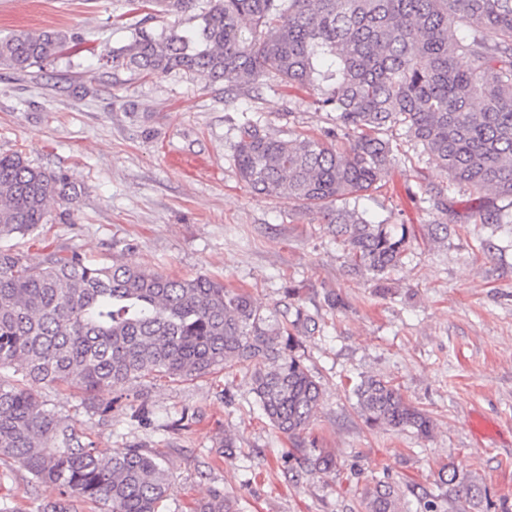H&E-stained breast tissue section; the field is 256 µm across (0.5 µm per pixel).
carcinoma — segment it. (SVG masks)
Here are the masks:
<instances>
[{
  "label": "carcinoma",
  "instance_id": "cac0c4a2",
  "mask_svg": "<svg viewBox=\"0 0 512 512\" xmlns=\"http://www.w3.org/2000/svg\"><path fill=\"white\" fill-rule=\"evenodd\" d=\"M134 11L201 22L158 36L136 33L112 51V67L139 77L182 71L248 86L268 73L336 113L322 134L267 132L260 119L237 126L234 161L256 195L286 196L323 214L354 274L383 287L412 240L405 224L375 221L359 208L384 186L405 135L425 163L451 182L506 201L472 214L512 224V0H129ZM57 31L16 30L0 38V66L19 72L76 55ZM78 197L61 172L20 152L0 154V240L26 235L50 204ZM316 324L293 303L258 305L244 288L206 274L180 277L127 261L91 265L80 253L33 264L0 246V459L30 474L32 512H163L172 483L153 448H98L43 392L76 386L81 403L107 419L99 392L148 378L181 382L218 367L249 374L270 425L294 445L309 472L334 474L336 454L301 447L321 400L302 337ZM372 429L428 438L431 417L392 381L364 376L352 388ZM364 512H411L381 480L360 492ZM194 512H237L210 494Z\"/></svg>",
  "mask_w": 512,
  "mask_h": 512
}]
</instances>
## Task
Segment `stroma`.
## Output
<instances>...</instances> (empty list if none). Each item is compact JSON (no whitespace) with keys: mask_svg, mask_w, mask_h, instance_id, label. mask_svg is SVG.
I'll return each instance as SVG.
<instances>
[{"mask_svg":"<svg viewBox=\"0 0 512 512\" xmlns=\"http://www.w3.org/2000/svg\"><path fill=\"white\" fill-rule=\"evenodd\" d=\"M193 25L186 15L144 20L127 0H0V36L56 30L88 55L85 65L63 59L29 76L0 68V153L22 152L82 188L75 204L53 207L48 224L11 243L32 262L75 251L90 264L210 274L270 309L286 288L301 289L320 327L303 339L306 364L323 391L303 442L335 449L340 469L292 475L290 443L261 416L241 369L133 384L118 402L102 391L113 404L103 422L75 388L51 391L52 404L101 449L159 450L173 482L165 512H192L213 492L238 512H361L357 490L375 478L413 512H512V233L472 218L491 196L449 184L401 140L379 201L360 202L414 230L405 265L380 292L349 273L319 214L251 193L233 162L244 119L261 118L275 135L332 127L311 94L270 74L230 93L220 82L178 72L141 78L108 63L138 30ZM441 187L457 217L434 246L425 234ZM331 292L345 309L329 306ZM364 375L399 385L432 417L431 437L368 427L352 394ZM139 406L150 411L141 424L131 419ZM227 434L237 455L215 462ZM453 473L471 497L449 498L444 480ZM31 493L28 472L0 462V508L29 506Z\"/></svg>","mask_w":512,"mask_h":512,"instance_id":"stroma-1","label":"stroma"}]
</instances>
